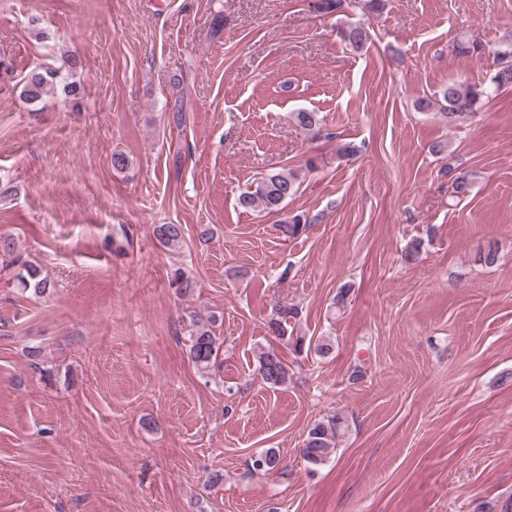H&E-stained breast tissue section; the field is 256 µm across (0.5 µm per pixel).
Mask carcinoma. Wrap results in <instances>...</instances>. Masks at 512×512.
Masks as SVG:
<instances>
[{
    "instance_id": "carcinoma-1",
    "label": "carcinoma",
    "mask_w": 512,
    "mask_h": 512,
    "mask_svg": "<svg viewBox=\"0 0 512 512\" xmlns=\"http://www.w3.org/2000/svg\"><path fill=\"white\" fill-rule=\"evenodd\" d=\"M386 0H317V8L325 14L355 13L361 15L374 14L384 10ZM341 37L345 44L361 51L368 40V33L360 22L348 24L341 29ZM452 52L457 57H472L488 53L492 55L493 65L486 73V80L475 83H450L442 87L432 97L418 103L421 110L438 109L448 122L477 112L489 94L512 86V48L488 50L478 39L463 38L455 41ZM62 69L48 68L30 72L23 82L20 96L28 102H37L48 93L49 88L61 77ZM296 125L315 138L321 134L320 118L315 112L300 110L292 114ZM447 174L451 181L452 196L461 199L468 196L474 187L472 175L457 172L448 167ZM299 187V173L293 170H273L254 180L238 197V203L245 209H261L263 211H279L288 197L296 194ZM155 232L160 241L172 249H180L185 241V231L180 224H159ZM277 318L271 321L273 332L280 338L285 337L288 320L296 317V312L287 306L276 308ZM193 330L189 336L190 358L196 369L201 373L208 372L216 363L220 343L214 335L213 327L216 316L203 320L194 314L191 316ZM258 371L263 381L271 386H279L288 380V365L279 354L271 348H262L257 355ZM343 428L342 417L332 415L318 421L308 430L301 448L303 458L310 464L318 465L326 462L336 449V441ZM279 455L272 450L259 455L253 461L255 470L270 471L279 465Z\"/></svg>"
}]
</instances>
